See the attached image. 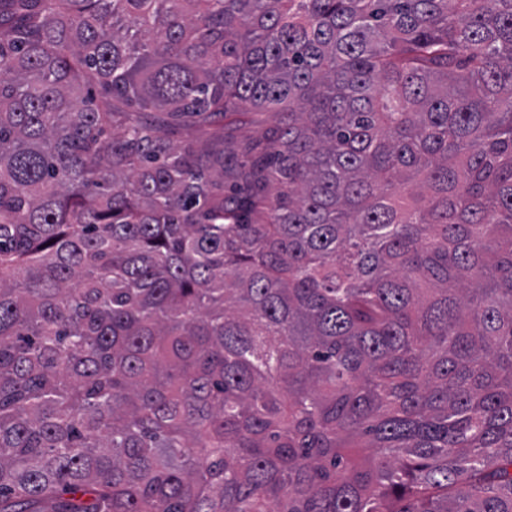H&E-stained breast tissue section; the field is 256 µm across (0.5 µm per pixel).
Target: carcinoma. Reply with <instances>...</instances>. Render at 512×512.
<instances>
[{"label":"carcinoma","mask_w":512,"mask_h":512,"mask_svg":"<svg viewBox=\"0 0 512 512\" xmlns=\"http://www.w3.org/2000/svg\"><path fill=\"white\" fill-rule=\"evenodd\" d=\"M0 512H512V0H0ZM249 105L243 112H236L224 118V132H232L241 144H252L262 141L266 131L276 122L271 112L256 115Z\"/></svg>","instance_id":"cac0c4a2"}]
</instances>
